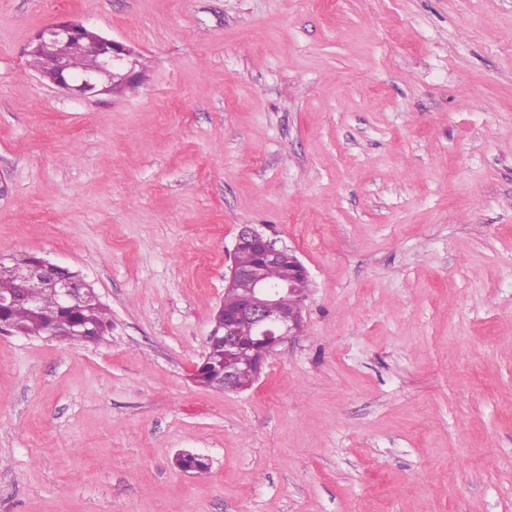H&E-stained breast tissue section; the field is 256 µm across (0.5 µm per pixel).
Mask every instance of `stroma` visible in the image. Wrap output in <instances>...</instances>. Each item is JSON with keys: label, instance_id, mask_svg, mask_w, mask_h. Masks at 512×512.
<instances>
[{"label": "stroma", "instance_id": "1", "mask_svg": "<svg viewBox=\"0 0 512 512\" xmlns=\"http://www.w3.org/2000/svg\"><path fill=\"white\" fill-rule=\"evenodd\" d=\"M62 15L140 80L41 82ZM0 179V258L112 315L0 334V512H512V0H0ZM246 224L310 286L224 393L191 373ZM93 332H89L81 321L77 319L69 320L68 325L62 330L49 329L47 331L44 330L43 336H51L53 339H63L60 341L67 340L64 336H72L73 339L70 343H86L84 339L89 338L87 336H92Z\"/></svg>", "mask_w": 512, "mask_h": 512}]
</instances>
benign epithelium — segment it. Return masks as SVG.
Segmentation results:
<instances>
[{
  "label": "benign epithelium",
  "instance_id": "1",
  "mask_svg": "<svg viewBox=\"0 0 512 512\" xmlns=\"http://www.w3.org/2000/svg\"><path fill=\"white\" fill-rule=\"evenodd\" d=\"M27 54L56 57L51 68L39 71V77L78 99L114 94L139 78L134 53L126 44L69 17L36 32L27 44ZM234 251H247L254 261L247 266L233 263L229 275L224 277V290L234 289L236 300L220 305V319L207 338L205 353L208 357L214 347L224 346V363L217 365L216 390L225 393L244 391L241 357L248 358L256 380L276 348L301 333L310 285L304 263L295 257L290 264L283 265L287 248L276 246L255 228L246 227L240 232ZM20 280L44 283L57 303L68 311L99 300L93 285L79 273L35 254L20 271ZM18 300L16 293L0 295L1 332H15L4 312ZM44 335L59 340L66 336H89L91 332L81 321L73 319L64 329H49Z\"/></svg>",
  "mask_w": 512,
  "mask_h": 512
}]
</instances>
